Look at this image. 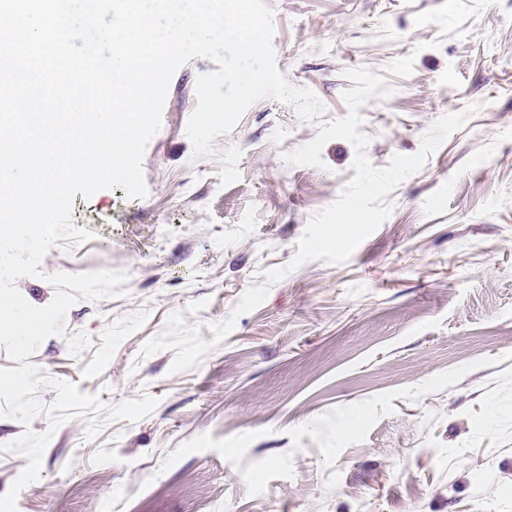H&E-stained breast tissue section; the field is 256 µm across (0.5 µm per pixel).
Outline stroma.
Instances as JSON below:
<instances>
[{"mask_svg":"<svg viewBox=\"0 0 512 512\" xmlns=\"http://www.w3.org/2000/svg\"><path fill=\"white\" fill-rule=\"evenodd\" d=\"M265 2L279 71L328 118L347 113L348 69L387 78L392 95L360 109L374 166L417 152L441 116L480 109L390 193L393 212L346 262L290 270L174 373L173 351L139 358L144 341L178 311L212 340L355 174L343 139L324 167L285 164L318 129L271 99L193 160L196 79L216 65H183L143 158L147 197L75 196L73 222L94 239L62 241L41 277L16 282L42 307L51 275L126 271L129 296L67 314L90 349L53 336L30 361L102 401L158 404L136 421L64 423L17 512H512V0ZM232 145L241 178L225 186L218 153Z\"/></svg>","mask_w":512,"mask_h":512,"instance_id":"obj_1","label":"stroma"}]
</instances>
